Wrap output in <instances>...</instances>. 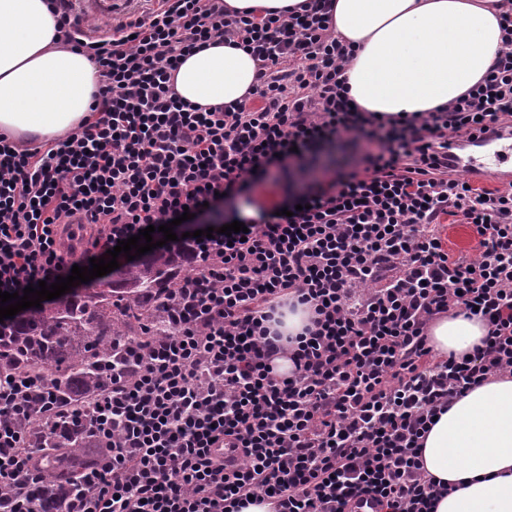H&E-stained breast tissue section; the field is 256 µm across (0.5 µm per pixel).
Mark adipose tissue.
Returning a JSON list of instances; mask_svg holds the SVG:
<instances>
[{
	"label": "adipose tissue",
	"mask_w": 512,
	"mask_h": 512,
	"mask_svg": "<svg viewBox=\"0 0 512 512\" xmlns=\"http://www.w3.org/2000/svg\"><path fill=\"white\" fill-rule=\"evenodd\" d=\"M498 0H333V28L351 44L345 77L362 109L383 115L429 112L486 74L501 45ZM47 0H0V133L43 140L66 135L90 115L98 75L86 56L56 47ZM258 64L224 44L187 56L176 93L202 106L242 98ZM485 325L465 315L434 321L430 343L461 356ZM425 470L452 484L435 512H512V376L455 400L431 426Z\"/></svg>",
	"instance_id": "obj_1"
}]
</instances>
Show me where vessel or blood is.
Here are the masks:
<instances>
[{"label": "vessel or blood", "instance_id": "b4317fda", "mask_svg": "<svg viewBox=\"0 0 512 512\" xmlns=\"http://www.w3.org/2000/svg\"><path fill=\"white\" fill-rule=\"evenodd\" d=\"M138 0H79L80 8L93 18L113 17L127 12ZM448 158L457 169L465 172L474 182H492L495 185L512 182V136L496 142L495 149H487L485 141L461 144L449 149Z\"/></svg>", "mask_w": 512, "mask_h": 512}]
</instances>
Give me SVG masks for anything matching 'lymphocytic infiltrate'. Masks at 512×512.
<instances>
[{
  "mask_svg": "<svg viewBox=\"0 0 512 512\" xmlns=\"http://www.w3.org/2000/svg\"><path fill=\"white\" fill-rule=\"evenodd\" d=\"M49 8L58 44L88 57L99 87L63 137L0 136V289L55 283L168 222L198 261L172 290L167 335L125 344L111 387L72 406L103 455L64 512H242L255 497L272 512H352L368 495L382 512H433L448 491L422 461L435 416L512 376V187L478 192L448 163L449 142L512 132V10L479 82L386 120L349 96L353 50L329 0L263 16L161 0L96 39L73 0ZM214 42L260 68L243 98L203 107L173 77ZM272 175L303 187L237 214L247 235L193 238ZM448 215L472 230L473 254L443 245ZM75 225L89 230L78 250L64 243ZM291 302L311 318L285 338L270 324ZM457 310L487 333L445 357L429 327ZM57 418L46 384L0 372V512H32L43 451L31 434Z\"/></svg>",
  "mask_w": 512,
  "mask_h": 512,
  "instance_id": "f902f5d3",
  "label": "lymphocytic infiltrate"
}]
</instances>
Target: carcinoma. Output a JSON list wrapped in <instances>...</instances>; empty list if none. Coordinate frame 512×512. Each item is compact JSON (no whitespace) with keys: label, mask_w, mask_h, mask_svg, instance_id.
<instances>
[{"label":"carcinoma","mask_w":512,"mask_h":512,"mask_svg":"<svg viewBox=\"0 0 512 512\" xmlns=\"http://www.w3.org/2000/svg\"><path fill=\"white\" fill-rule=\"evenodd\" d=\"M192 267L188 252L176 247L115 270L105 288L28 310L0 328V365L48 377L60 407L110 387L112 366L124 362L117 342L143 336L176 286L178 272ZM32 441L39 448L64 449L62 458L45 467L36 494L39 512H60L64 499L79 491L73 477L94 465L99 449L72 429L63 436L36 432Z\"/></svg>","instance_id":"obj_1"}]
</instances>
